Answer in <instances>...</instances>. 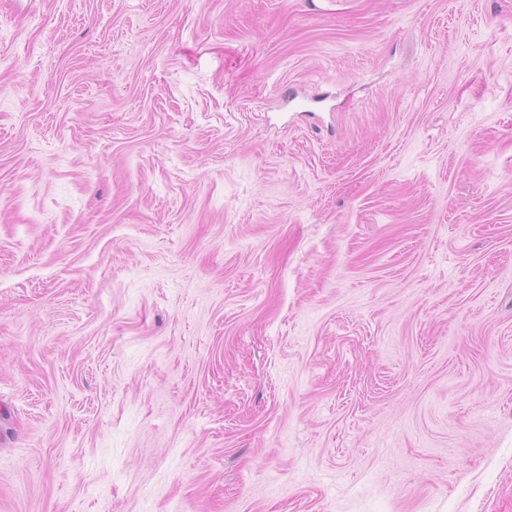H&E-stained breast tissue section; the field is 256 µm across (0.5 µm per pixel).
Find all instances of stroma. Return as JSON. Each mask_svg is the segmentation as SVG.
I'll return each instance as SVG.
<instances>
[{
    "label": "stroma",
    "instance_id": "35a3bbf8",
    "mask_svg": "<svg viewBox=\"0 0 512 512\" xmlns=\"http://www.w3.org/2000/svg\"><path fill=\"white\" fill-rule=\"evenodd\" d=\"M0 512H512V0H0Z\"/></svg>",
    "mask_w": 512,
    "mask_h": 512
}]
</instances>
